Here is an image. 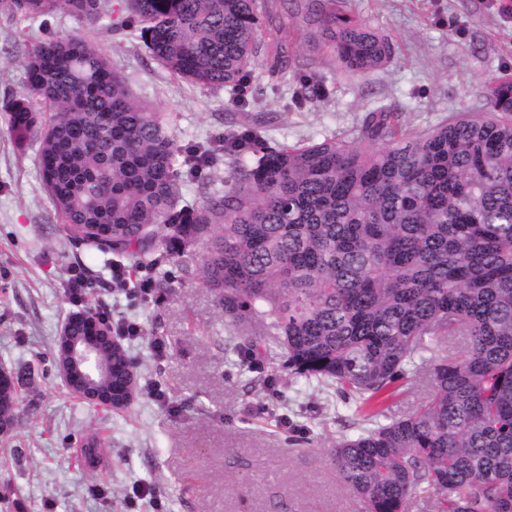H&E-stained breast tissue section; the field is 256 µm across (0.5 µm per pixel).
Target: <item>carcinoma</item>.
I'll use <instances>...</instances> for the list:
<instances>
[{"mask_svg":"<svg viewBox=\"0 0 512 512\" xmlns=\"http://www.w3.org/2000/svg\"><path fill=\"white\" fill-rule=\"evenodd\" d=\"M308 41L357 77L383 70L390 39L338 0H294ZM66 14L140 38L173 77L244 83L257 54L256 0H0V16ZM269 73L293 64L280 14ZM6 108L17 147L38 144L42 186L64 237L129 260L137 283L157 252L202 246L196 276L242 331L241 367L283 359L289 378L332 388L357 432L336 440L337 480L357 512H512V74L488 80L489 109L423 131L386 106L351 140L273 141L235 124L185 153L165 115L136 98L98 46L36 42ZM224 155V188L189 202L188 180ZM115 378L136 370L117 345ZM420 378L407 416L384 404ZM18 379L0 386L13 422ZM105 441L83 438L88 466Z\"/></svg>","mask_w":512,"mask_h":512,"instance_id":"carcinoma-1","label":"carcinoma"}]
</instances>
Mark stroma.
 Masks as SVG:
<instances>
[{"instance_id":"stroma-1","label":"stroma","mask_w":512,"mask_h":512,"mask_svg":"<svg viewBox=\"0 0 512 512\" xmlns=\"http://www.w3.org/2000/svg\"><path fill=\"white\" fill-rule=\"evenodd\" d=\"M347 11L388 35L389 65L357 78L336 69L306 41L299 18L283 13L290 53L307 59L270 77L276 37L261 29L247 93L202 88L172 78L125 31L60 14L59 36L96 41L135 95L164 113L178 145L223 138L228 113H254L262 89L271 139L353 138L376 103L424 130L457 113L487 108V81L512 73V0H344ZM43 37L38 22L0 16V367L22 380L24 401L12 429L0 434V512H126L136 486L153 484L169 512H353L331 461L337 437L352 426L336 418V397L288 382L284 362L264 366L282 395L268 397L252 373L240 372L225 346L231 330L213 295L190 271L198 248L181 264L143 269L142 279L169 276L171 287L131 297L115 272L126 258L71 244L59 230L42 189L35 149L18 150L4 121L8 100L24 84L23 60ZM324 85L319 101L297 104L301 83ZM81 272L93 281L98 310L139 324L125 346L142 392L123 415L79 400L53 362L54 339L73 311L67 284ZM161 396H154L152 387ZM308 429L301 452L290 426ZM108 443L96 467L74 454L88 433Z\"/></svg>"}]
</instances>
